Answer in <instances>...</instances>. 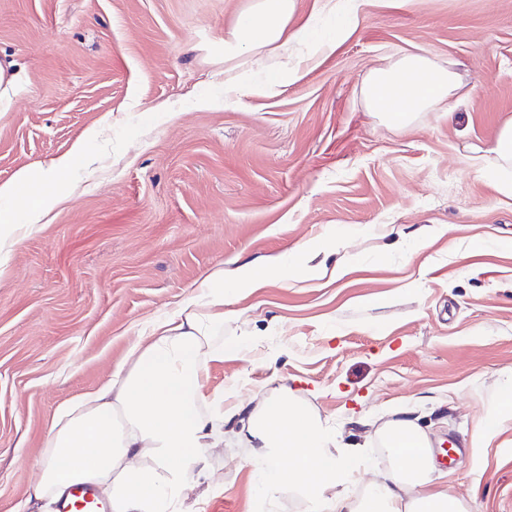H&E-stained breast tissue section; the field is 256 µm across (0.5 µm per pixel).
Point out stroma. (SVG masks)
Here are the masks:
<instances>
[{"instance_id": "obj_1", "label": "stroma", "mask_w": 512, "mask_h": 512, "mask_svg": "<svg viewBox=\"0 0 512 512\" xmlns=\"http://www.w3.org/2000/svg\"><path fill=\"white\" fill-rule=\"evenodd\" d=\"M249 0H0V183L85 143L73 198L0 259V512H27L58 408L109 380L150 323L246 260L318 255L228 303L208 388L225 409L293 387L363 447V483L390 462L382 414L407 410L435 475L468 512H512V413L480 420L512 373V169L486 149L512 121V0H367L354 33L272 96L224 91V34ZM457 63L474 91L404 128L366 111L369 72L407 53ZM213 108H198V99ZM99 135H92L93 127ZM200 512L259 505L244 448L209 455Z\"/></svg>"}]
</instances>
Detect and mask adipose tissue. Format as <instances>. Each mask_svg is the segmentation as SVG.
I'll list each match as a JSON object with an SVG mask.
<instances>
[{
  "label": "adipose tissue",
  "mask_w": 512,
  "mask_h": 512,
  "mask_svg": "<svg viewBox=\"0 0 512 512\" xmlns=\"http://www.w3.org/2000/svg\"><path fill=\"white\" fill-rule=\"evenodd\" d=\"M343 0H318L319 13L337 17L333 35L314 39L310 23L295 24L297 0H251L224 37V59L243 53L272 54L262 83L250 74H225L233 93L276 94L295 79L289 58L295 43L313 41L312 58L323 59L336 42L356 27L354 11L342 12ZM461 88L452 67L422 53L371 70L362 95L367 111L395 127L410 124L416 113L452 112ZM75 147L46 170H20L0 184V200L21 207L28 225L66 197L60 177L77 162H90ZM290 264L246 261L232 277L207 276L200 295L173 313L154 320L112 372L109 382L62 406L43 442V467L36 497L57 501L77 483L94 486L110 512H189L188 493L208 479L206 454L225 442L244 444L266 494L292 492L310 512H466L463 503L438 487L429 436L409 417L385 421L377 430L394 468L366 486L353 500L345 490L353 474L350 453L340 448L335 430L281 387L255 407L225 411L222 396L208 392L211 363L224 359L217 342L224 329L227 296H241L275 280L287 279Z\"/></svg>",
  "instance_id": "obj_1"
}]
</instances>
